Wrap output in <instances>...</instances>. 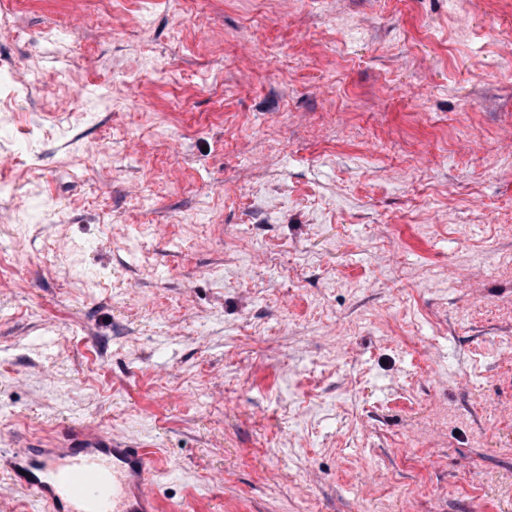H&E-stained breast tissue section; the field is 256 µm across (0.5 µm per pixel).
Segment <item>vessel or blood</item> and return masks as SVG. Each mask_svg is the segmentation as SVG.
Instances as JSON below:
<instances>
[{
    "label": "vessel or blood",
    "instance_id": "vessel-or-blood-1",
    "mask_svg": "<svg viewBox=\"0 0 512 512\" xmlns=\"http://www.w3.org/2000/svg\"><path fill=\"white\" fill-rule=\"evenodd\" d=\"M6 467L44 512H159L155 451L84 426L10 451Z\"/></svg>",
    "mask_w": 512,
    "mask_h": 512
}]
</instances>
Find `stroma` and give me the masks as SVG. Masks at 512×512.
<instances>
[{
  "label": "stroma",
  "instance_id": "35a3bbf8",
  "mask_svg": "<svg viewBox=\"0 0 512 512\" xmlns=\"http://www.w3.org/2000/svg\"><path fill=\"white\" fill-rule=\"evenodd\" d=\"M3 12L0 455L92 425L162 512H512V0Z\"/></svg>",
  "mask_w": 512,
  "mask_h": 512
}]
</instances>
